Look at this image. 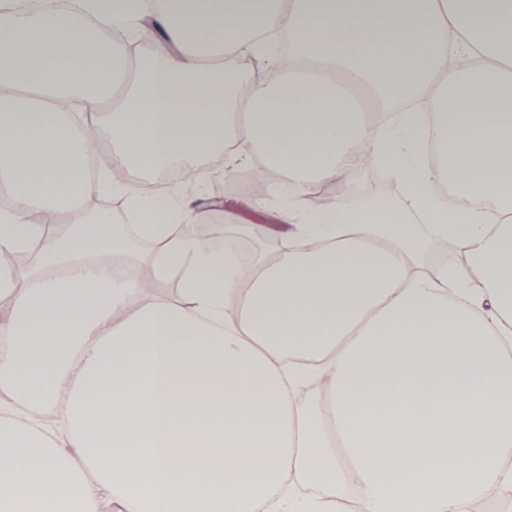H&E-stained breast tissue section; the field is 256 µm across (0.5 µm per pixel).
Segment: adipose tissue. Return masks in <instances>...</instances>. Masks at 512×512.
<instances>
[{
    "label": "adipose tissue",
    "mask_w": 512,
    "mask_h": 512,
    "mask_svg": "<svg viewBox=\"0 0 512 512\" xmlns=\"http://www.w3.org/2000/svg\"><path fill=\"white\" fill-rule=\"evenodd\" d=\"M124 2L90 0L92 27L0 0V255L39 257L0 262V512L512 496V0H176L137 58L100 35L137 16ZM365 95L432 109L376 123ZM360 144L404 205L314 207ZM217 152L225 182L244 164L263 177L253 209L289 226L245 273L181 232L207 215L179 187L113 175L180 162L203 183ZM91 194L125 197L135 224L88 212ZM441 238L458 260H425ZM130 240L178 300L110 274Z\"/></svg>",
    "instance_id": "1"
}]
</instances>
